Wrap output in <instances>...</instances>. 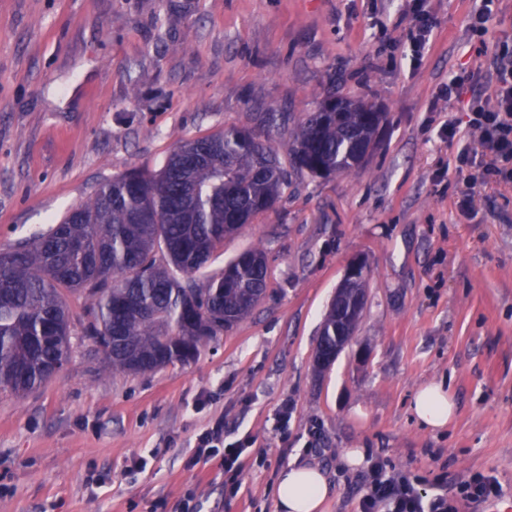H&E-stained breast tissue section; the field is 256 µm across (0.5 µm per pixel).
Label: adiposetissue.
Instances as JSON below:
<instances>
[{"label": "adipose tissue", "instance_id": "ef3b65f1", "mask_svg": "<svg viewBox=\"0 0 512 512\" xmlns=\"http://www.w3.org/2000/svg\"><path fill=\"white\" fill-rule=\"evenodd\" d=\"M411 411L421 427L435 431L447 425L455 408L443 384L431 383L416 392ZM328 493L327 478L318 467L291 465L275 483V512H322Z\"/></svg>", "mask_w": 512, "mask_h": 512}]
</instances>
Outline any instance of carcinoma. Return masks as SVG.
<instances>
[{
  "label": "carcinoma",
  "mask_w": 512,
  "mask_h": 512,
  "mask_svg": "<svg viewBox=\"0 0 512 512\" xmlns=\"http://www.w3.org/2000/svg\"><path fill=\"white\" fill-rule=\"evenodd\" d=\"M385 113L328 92L283 147L227 128L181 140L153 174L132 169L100 184L45 233L0 250V392L23 395L70 359L65 294L84 301L81 335L114 371L147 373L197 357L262 297L265 254L240 252L218 271L224 238L273 209L287 165L329 177L366 162ZM362 313L331 304L315 358L334 363L336 327L352 334Z\"/></svg>",
  "instance_id": "cac0c4a2"
}]
</instances>
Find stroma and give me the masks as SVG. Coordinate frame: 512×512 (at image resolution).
I'll return each instance as SVG.
<instances>
[{"label": "stroma", "instance_id": "stroma-1", "mask_svg": "<svg viewBox=\"0 0 512 512\" xmlns=\"http://www.w3.org/2000/svg\"><path fill=\"white\" fill-rule=\"evenodd\" d=\"M406 0H0V249L49 226L101 183L158 169L182 139L227 128L289 140L327 88L363 96L386 121L363 168L288 170L273 210L227 237L211 267L266 253L263 299L190 363L107 370L78 343L45 385L0 394V512H274L292 463L319 467L323 512H361L362 448L419 476L458 512L512 499V184L476 186L460 210L455 157L478 142L440 88L475 69L467 33L481 0H428L431 43L403 60ZM279 113L264 122L268 108ZM454 124L453 142L439 130ZM369 268L353 339L313 368L347 266ZM444 384L455 413L421 428L410 405ZM292 417L275 427L283 405ZM223 420L247 447L225 487L220 457L194 460ZM147 465L132 470L133 459ZM481 473L501 497L467 501Z\"/></svg>", "mask_w": 512, "mask_h": 512}]
</instances>
